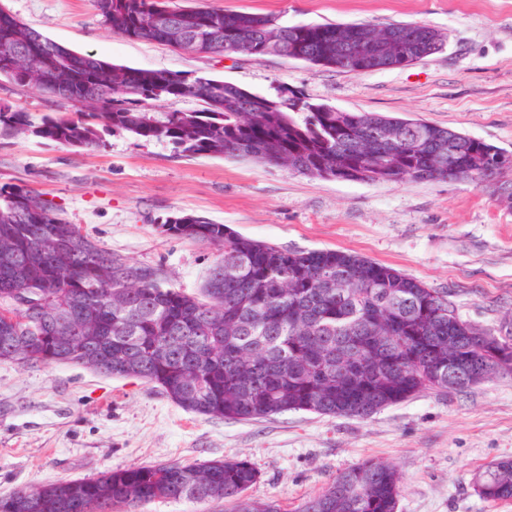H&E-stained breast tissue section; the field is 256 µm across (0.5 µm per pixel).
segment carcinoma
I'll list each match as a JSON object with an SVG mask.
<instances>
[{
	"label": "carcinoma",
	"instance_id": "1",
	"mask_svg": "<svg viewBox=\"0 0 512 512\" xmlns=\"http://www.w3.org/2000/svg\"><path fill=\"white\" fill-rule=\"evenodd\" d=\"M113 33L211 53L247 47L346 72L405 67L442 46L421 23L281 25L169 0H93ZM52 56L54 83L25 81L21 56ZM0 76L79 105L72 116L0 104V138L35 136L77 152L112 129L167 140L182 157L216 156L285 166L310 177L410 183L484 182L512 171V151L421 119L350 112L279 86L247 91L209 76L116 65L70 50L0 12ZM192 99L198 110L151 111ZM162 232L217 248L196 295L165 284L157 268L99 246L25 185L0 187V361L73 364L158 387L205 417L253 420L288 411L367 419L425 390L483 383L493 363L512 375V339L501 344L442 308L446 296L399 270L342 250L291 251L185 214ZM122 299L123 305L110 304ZM258 479L246 460L117 469L0 497V512H133L157 499L224 500L235 512H278L242 499ZM492 503L512 502V457L476 484ZM400 476L368 459L337 475L299 512H397Z\"/></svg>",
	"mask_w": 512,
	"mask_h": 512
}]
</instances>
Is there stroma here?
I'll return each instance as SVG.
<instances>
[{
	"label": "stroma",
	"mask_w": 512,
	"mask_h": 512,
	"mask_svg": "<svg viewBox=\"0 0 512 512\" xmlns=\"http://www.w3.org/2000/svg\"><path fill=\"white\" fill-rule=\"evenodd\" d=\"M265 14L285 25L419 22L445 38L405 67L347 73L277 56L191 55L113 34L92 0H0L55 42L118 65L203 74L255 93L276 85L354 112L407 116L512 150V0H171ZM0 102L33 119L70 103L0 78ZM75 152L28 136L0 140V185L24 184L68 223L131 263L198 292L217 258L162 232L204 216L291 250L352 251L447 295L466 323L512 339V199L479 183L312 178L248 160L179 157L165 141L105 131ZM512 456V378L464 393L424 391L367 419L289 411L237 421L189 413L157 387L88 368L0 362V496L112 469L224 458L253 464L247 499L296 512L337 474L374 459L401 477L399 512H512L476 478Z\"/></svg>",
	"instance_id": "stroma-1"
}]
</instances>
